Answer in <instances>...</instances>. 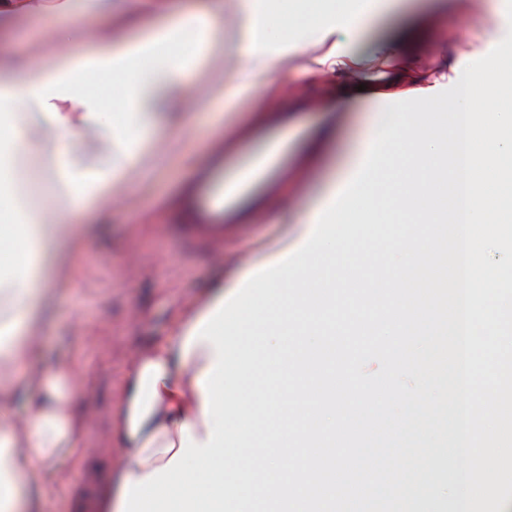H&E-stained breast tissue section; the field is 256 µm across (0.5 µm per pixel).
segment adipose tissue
<instances>
[{
    "mask_svg": "<svg viewBox=\"0 0 512 512\" xmlns=\"http://www.w3.org/2000/svg\"><path fill=\"white\" fill-rule=\"evenodd\" d=\"M294 21L315 22L320 38L302 72L354 77L366 89L360 97L380 108L386 97L422 88L417 59L403 62L383 83L366 73L365 58L396 55L390 40L368 41L365 31L402 0H380L365 13H340L336 0H307ZM280 0H234L235 52L240 59L231 80L218 86L217 99L254 91L275 94L276 77L288 56L304 52L289 43L277 25ZM111 17L112 0H0V31L22 26L31 55L0 59V512H42L43 467L85 453L78 436L87 424L77 408L83 391L74 370L61 366L17 379L19 365L38 346L35 334L45 321L52 291L68 281L77 264L85 221L98 216L101 200L127 176L148 184L147 159L158 136L180 135L191 110L189 59L205 62L224 48V3L209 0L192 10L173 9L158 24L113 39L104 26L93 46L64 53L46 40L52 25L61 32L87 15ZM125 68L120 107L106 109L88 77ZM52 183L54 209L34 203L29 189ZM338 184L326 185L308 205L302 223L289 225L282 242L262 257L270 264L302 245L314 218L330 204ZM250 272L238 267L178 319L174 334L136 354L114 412L118 459L101 481L91 512H120L127 481L147 478L167 465L181 447L183 432L195 443L211 437L205 397L198 381L216 361L214 345L190 335L240 287ZM27 412L11 414L15 401Z\"/></svg>",
    "mask_w": 512,
    "mask_h": 512,
    "instance_id": "adipose-tissue-1",
    "label": "adipose tissue"
}]
</instances>
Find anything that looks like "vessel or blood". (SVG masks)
Returning a JSON list of instances; mask_svg holds the SVG:
<instances>
[{
    "label": "vessel or blood",
    "instance_id": "1",
    "mask_svg": "<svg viewBox=\"0 0 512 512\" xmlns=\"http://www.w3.org/2000/svg\"><path fill=\"white\" fill-rule=\"evenodd\" d=\"M228 149L227 142L218 141L206 160L196 167L185 190L179 229L188 252L222 257L227 241L244 231L243 225L225 223V211L257 188L273 186L285 169L287 140H270L249 162L229 171L224 168Z\"/></svg>",
    "mask_w": 512,
    "mask_h": 512
}]
</instances>
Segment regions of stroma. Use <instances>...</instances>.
<instances>
[{
  "label": "stroma",
  "instance_id": "stroma-1",
  "mask_svg": "<svg viewBox=\"0 0 512 512\" xmlns=\"http://www.w3.org/2000/svg\"><path fill=\"white\" fill-rule=\"evenodd\" d=\"M462 24L469 28L468 41L445 45L447 31ZM511 27L506 13L489 15L475 10L464 16L449 6L436 19L425 13L388 17L369 29L366 38L399 42L419 59L423 71L431 72L436 64L429 58L430 48L441 47L449 62L468 64L492 50L488 30L503 36ZM234 42L233 28H225L223 56L195 71L191 92L200 107L183 140L170 147L166 163L150 185L141 189L128 184L125 205L106 209L98 220L81 250L77 283L60 287L41 347L26 363L30 369L74 366L84 385L78 405L90 418L80 435L81 447L90 454L68 467L65 479L48 472L44 512H72L75 498L90 499L111 469L118 448L111 417L132 354L172 336L178 316L206 288L229 277L233 263L258 255L280 240L285 227L299 219L302 200L317 196L332 177L346 175L356 163L373 118L368 104L345 103L342 79L336 75L304 79L299 69L306 56L288 59V82L279 93V109L292 116L297 154H305L332 120L337 123L333 140L306 169L298 186H289L283 179L274 193L265 195V210L273 214V221L249 225L244 240L227 243L223 258L183 256L178 222L182 187L192 166L202 162L211 142L228 130L238 132L237 155L247 160L254 142L269 129L268 124L253 122L261 106L254 95L226 106L223 123L211 119L215 76L232 73L239 64Z\"/></svg>",
  "mask_w": 512,
  "mask_h": 512
}]
</instances>
